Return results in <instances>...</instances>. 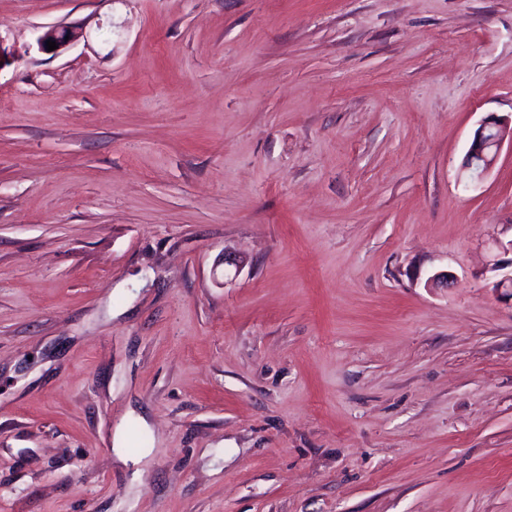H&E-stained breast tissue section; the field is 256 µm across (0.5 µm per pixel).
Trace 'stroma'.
Masks as SVG:
<instances>
[{"label":"stroma","instance_id":"obj_1","mask_svg":"<svg viewBox=\"0 0 512 512\" xmlns=\"http://www.w3.org/2000/svg\"><path fill=\"white\" fill-rule=\"evenodd\" d=\"M491 114L512 0H0V512H512ZM508 136L512 144V116L510 118L488 116L482 121L465 158V167L471 173V185L477 187L483 181Z\"/></svg>","mask_w":512,"mask_h":512}]
</instances>
